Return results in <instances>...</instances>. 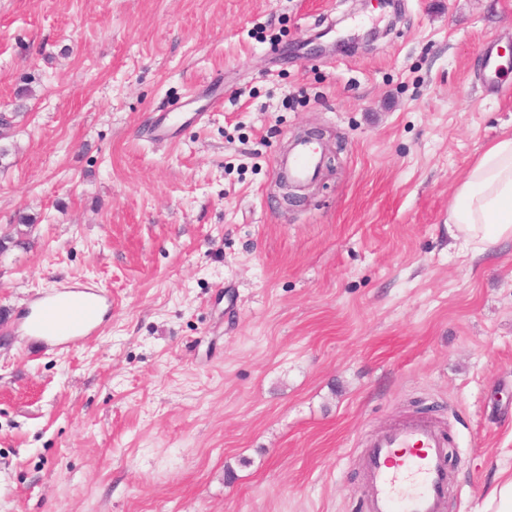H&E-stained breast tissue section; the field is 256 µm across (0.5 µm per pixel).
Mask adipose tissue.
<instances>
[{
  "mask_svg": "<svg viewBox=\"0 0 512 512\" xmlns=\"http://www.w3.org/2000/svg\"><path fill=\"white\" fill-rule=\"evenodd\" d=\"M448 233L476 255L512 239V133L492 142L466 170L448 206Z\"/></svg>",
  "mask_w": 512,
  "mask_h": 512,
  "instance_id": "adipose-tissue-1",
  "label": "adipose tissue"
}]
</instances>
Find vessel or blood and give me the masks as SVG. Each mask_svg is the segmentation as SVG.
<instances>
[{
    "instance_id": "b4317fda",
    "label": "vessel or blood",
    "mask_w": 512,
    "mask_h": 512,
    "mask_svg": "<svg viewBox=\"0 0 512 512\" xmlns=\"http://www.w3.org/2000/svg\"><path fill=\"white\" fill-rule=\"evenodd\" d=\"M222 99L220 89L208 86L201 89L199 101L158 112L151 139L163 142L177 136L185 123L205 121ZM321 159L319 144L301 139L277 166L291 181L304 185L318 175ZM109 303L107 294L95 287L61 288L36 297L25 323L44 344L69 348L98 334ZM361 468L366 482L363 512H446L453 480L448 441L431 419L411 418L379 433L368 444Z\"/></svg>"
}]
</instances>
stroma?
<instances>
[{
  "instance_id": "35a3bbf8",
  "label": "stroma",
  "mask_w": 512,
  "mask_h": 512,
  "mask_svg": "<svg viewBox=\"0 0 512 512\" xmlns=\"http://www.w3.org/2000/svg\"><path fill=\"white\" fill-rule=\"evenodd\" d=\"M509 45L512 0H0V512H361L365 445L417 416L475 512L512 469V240L460 251L448 205L512 132ZM307 130L332 163L290 203ZM78 281L100 332L36 343ZM198 100H188L172 111H161L156 115L150 129V138L156 142H163L177 136L180 128L187 122H204L222 105L223 93L219 87H205L199 89ZM198 102L203 104L195 105ZM190 110L191 112H184ZM109 297L98 287L61 288L34 299L25 317L28 330L44 345L70 348L99 333Z\"/></svg>"
}]
</instances>
